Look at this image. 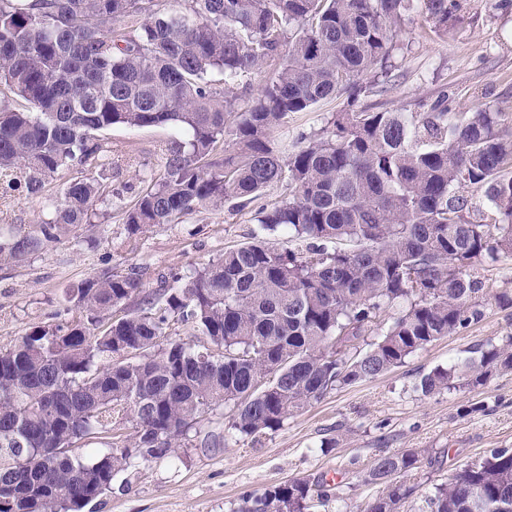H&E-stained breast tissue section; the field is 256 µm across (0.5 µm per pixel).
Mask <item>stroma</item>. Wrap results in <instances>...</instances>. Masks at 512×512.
Returning <instances> with one entry per match:
<instances>
[{"mask_svg": "<svg viewBox=\"0 0 512 512\" xmlns=\"http://www.w3.org/2000/svg\"><path fill=\"white\" fill-rule=\"evenodd\" d=\"M460 15L461 22L438 32L413 14L397 40L388 77L369 83L357 109L423 112L444 91L452 116L487 106L512 126V0H460ZM346 109L343 97L321 102L289 117L275 139L293 143ZM173 136L168 127L102 132L112 156L93 176L111 193L94 206L90 228L69 229L24 261L0 265V349L13 346L30 327L68 321L69 285L105 271H133L149 292L169 268L202 266L251 239L258 229L253 210L227 205L128 235L121 206L135 199L145 176L159 172ZM64 182L57 176L38 195L0 190V236L39 235L49 216L47 201ZM510 334L512 308L488 302L481 322L382 375L331 391L278 430L254 438L228 433L218 448L189 440L172 458L133 461L84 512H236L244 497L297 478L330 484L335 498L325 512H365L386 488L364 483V474L380 455L409 448L421 449L422 456L409 479L416 490L401 512H425L426 495L461 466L490 449L512 448V373L430 397L414 385L433 368Z\"/></svg>", "mask_w": 512, "mask_h": 512, "instance_id": "1", "label": "stroma"}]
</instances>
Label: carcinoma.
<instances>
[{"instance_id": "carcinoma-1", "label": "carcinoma", "mask_w": 512, "mask_h": 512, "mask_svg": "<svg viewBox=\"0 0 512 512\" xmlns=\"http://www.w3.org/2000/svg\"><path fill=\"white\" fill-rule=\"evenodd\" d=\"M458 0H0V179L29 195L74 167L41 235L0 240L21 262L89 223L106 187L99 133L171 126L163 172L122 208L128 235L175 224L227 199L256 210L259 232L201 267L141 291L107 271L65 291L79 317L37 325L0 350V512H81L132 460L175 455L208 412L256 437L341 385L379 376L485 316L472 270L512 258V128L477 108L451 122L448 96L427 112L350 110L290 151L288 117L387 75L395 39L420 10L435 30ZM280 66L257 95L244 77ZM483 190L495 222L465 217L461 190ZM284 232L288 246L271 237ZM406 309L387 322L388 310ZM190 324L207 344L174 338ZM364 351L357 344L370 334ZM424 374V396L512 370V336ZM133 416L132 437L90 460L68 449ZM421 450L379 456L364 482L386 493L366 512H399ZM329 485L294 480L246 496L236 512H309ZM429 512H512V448H493L426 496Z\"/></svg>"}]
</instances>
